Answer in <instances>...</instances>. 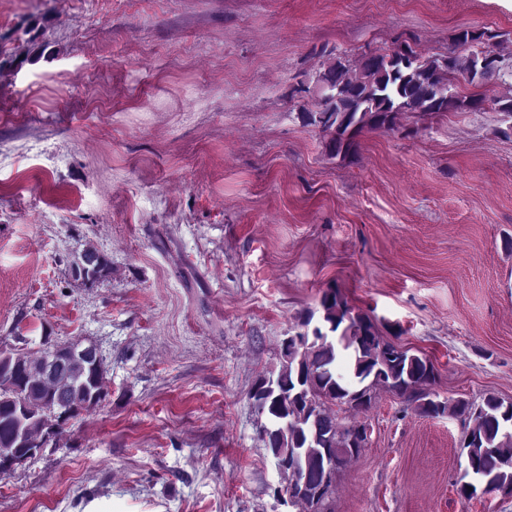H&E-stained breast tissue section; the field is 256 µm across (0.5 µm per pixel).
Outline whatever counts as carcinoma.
Returning <instances> with one entry per match:
<instances>
[{"label": "carcinoma", "instance_id": "1", "mask_svg": "<svg viewBox=\"0 0 512 512\" xmlns=\"http://www.w3.org/2000/svg\"><path fill=\"white\" fill-rule=\"evenodd\" d=\"M487 34L462 30L445 57L404 59L379 53L360 56L348 67L341 61L329 63L316 83L331 87L325 109L305 112L307 123L320 128L327 138L330 155L347 158L356 152V138L364 130H393L402 112L434 114L450 111H480L485 99L462 96L451 88L473 70L470 43ZM111 270L100 253L88 250L73 267L75 278L93 285ZM323 320L330 331L340 332L335 340L316 341L303 351L285 352L274 383L250 394L254 407L263 410L276 436L265 441L274 458L297 455L299 472L318 479V463L329 451L351 455L341 446V425L333 406L353 408L372 404L375 384L400 393L432 374L429 360L403 350L392 352L382 341L372 321L352 314L336 290L323 294ZM75 353L61 370L48 375L43 357L21 346L0 353V457L34 447L46 424L60 434L68 421L102 402L106 396L104 364ZM427 416L446 414L460 419L469 435L467 474H483L489 488L512 496V402L494 395L479 404L450 402L418 404Z\"/></svg>", "mask_w": 512, "mask_h": 512}]
</instances>
